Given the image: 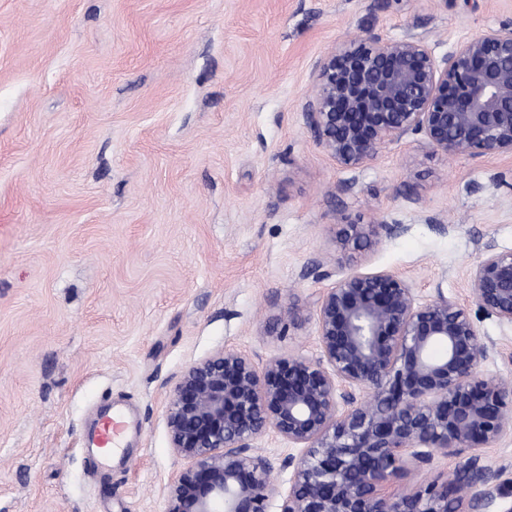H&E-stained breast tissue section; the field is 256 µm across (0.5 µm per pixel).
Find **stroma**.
Returning <instances> with one entry per match:
<instances>
[{"mask_svg": "<svg viewBox=\"0 0 512 512\" xmlns=\"http://www.w3.org/2000/svg\"><path fill=\"white\" fill-rule=\"evenodd\" d=\"M510 24L512 0H0V512H167L175 378L225 348L319 361L315 303L354 268L448 296L512 378V325L469 292L480 250L512 249V154L410 135L351 170L306 120L351 38L441 56ZM378 220L397 232L342 249ZM108 406L139 429L94 465ZM254 446L287 491L291 444ZM397 228L388 223L381 224H360L346 223L342 225L338 233V240L343 249L366 250L379 245L381 239L380 230L391 233Z\"/></svg>", "mask_w": 512, "mask_h": 512, "instance_id": "stroma-1", "label": "stroma"}]
</instances>
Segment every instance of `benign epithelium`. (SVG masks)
Instances as JSON below:
<instances>
[{"mask_svg":"<svg viewBox=\"0 0 512 512\" xmlns=\"http://www.w3.org/2000/svg\"><path fill=\"white\" fill-rule=\"evenodd\" d=\"M307 118L336 163L359 169L408 135L448 157L512 152V26L453 44L351 39L317 62ZM386 223H346L343 249L379 245ZM469 290L512 324V249L488 244ZM322 360L258 365L222 349L189 365L167 407L174 453L167 512H268L277 490L252 443L269 430L299 449L280 512H512V481L484 449L512 436V380L482 370L490 346L442 293L420 301L399 275L352 271L315 309ZM446 479L388 491L435 457Z\"/></svg>","mask_w":512,"mask_h":512,"instance_id":"obj_1","label":"benign epithelium"}]
</instances>
